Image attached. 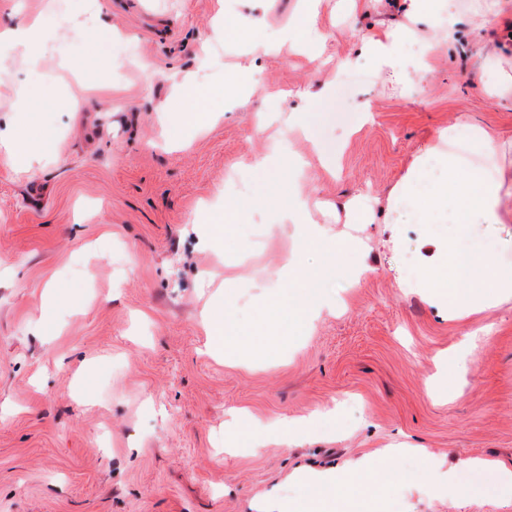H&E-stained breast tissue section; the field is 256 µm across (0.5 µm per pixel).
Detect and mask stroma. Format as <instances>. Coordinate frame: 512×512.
Returning <instances> with one entry per match:
<instances>
[{
  "label": "stroma",
  "instance_id": "obj_1",
  "mask_svg": "<svg viewBox=\"0 0 512 512\" xmlns=\"http://www.w3.org/2000/svg\"><path fill=\"white\" fill-rule=\"evenodd\" d=\"M83 9L107 15L127 43L82 23L70 0H0L1 24L50 19L37 74L16 58L7 79L55 97L37 115L53 152L26 171L0 156V512H254L272 486L300 495L286 480L297 466H335L394 442L450 464L482 456L512 468V301L452 323L397 286L430 258L429 239L445 225L389 224L377 214L366 228L373 273L354 288L334 282L347 310L290 359L225 365L206 354L198 326L233 265L250 323L262 294L252 281L271 277L288 242L258 207L223 253L200 242V225L224 209L227 175L253 178L252 163L281 140L284 123L257 130L272 94L297 110L304 93L334 83L312 110L316 135L341 151L335 171L315 161L304 177L287 170L280 182L311 191L341 230L353 196L386 199L458 116L512 140V104L483 93L476 54L442 51L421 88L377 76L353 55V36L401 23L395 0L358 9L326 0L321 27L333 63L325 67L288 46L253 60L247 41L213 38L218 13L250 14L248 0H85ZM145 59L154 78L139 66ZM250 61L257 76L246 104L167 145L173 75L220 90ZM83 70L106 78L111 93L66 99L65 84ZM51 283L63 300L55 325L42 327ZM465 341L447 396L436 397L440 355ZM330 406L335 422L297 445L224 452L231 409L271 418ZM426 457L395 461L385 512H512V497L478 470L457 467L465 496L432 495Z\"/></svg>",
  "mask_w": 512,
  "mask_h": 512
}]
</instances>
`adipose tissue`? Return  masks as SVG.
<instances>
[{
	"instance_id": "obj_1",
	"label": "adipose tissue",
	"mask_w": 512,
	"mask_h": 512,
	"mask_svg": "<svg viewBox=\"0 0 512 512\" xmlns=\"http://www.w3.org/2000/svg\"><path fill=\"white\" fill-rule=\"evenodd\" d=\"M322 0H305V8L284 26L275 40L257 41L253 35L260 22L255 18L239 21L234 35L253 39L255 50L267 52L275 45L288 43L303 48L310 56L321 57L325 33L318 29ZM409 26L368 37L362 48L377 67L395 73L397 62L390 53L392 43L410 38L416 23L431 19L436 10H447V22L434 31L433 41L425 45L426 55L443 48L470 44L482 60L481 83L491 97L512 100V65L489 39V28L503 13L502 0H474V23L468 32L458 27L454 0H404ZM48 26L27 21L0 29V50L20 47L26 52L31 69L43 61ZM215 92L191 76L175 85L170 122L174 129L204 123L213 109ZM48 136L0 133V150L16 167L30 168L47 148ZM506 145L487 128L459 118L441 131L437 143L429 147L412 165L387 198V211L409 212L423 224L434 223L440 212L454 217L446 238L439 242L437 261L423 266L418 274L401 282L402 291L421 292L431 303L447 310L449 322H460L505 301H512V238L497 243L496 254L480 249L464 250L460 240L473 226L500 224L512 211V170L503 162ZM276 227H289L297 246L287 252L274 280L266 287L256 310L250 334H243L234 307L233 282H225L224 294L214 299L201 315L208 352L227 355L238 363L275 352L277 337L288 335L304 339L320 323L336 314L335 300L322 288L332 275L358 286L371 272L364 240L352 233H339L314 219L313 207L302 186H295L284 201L262 194ZM320 252L322 260L314 266L304 259ZM314 416L280 415L260 419L245 409L231 411L224 424V449L233 452L247 444L260 448L269 441L282 444L308 436ZM405 447L389 445L372 454L327 469L296 468L288 482L303 486L296 499L271 488L261 503V512H380L384 496L395 479L389 459L405 454Z\"/></svg>"
}]
</instances>
